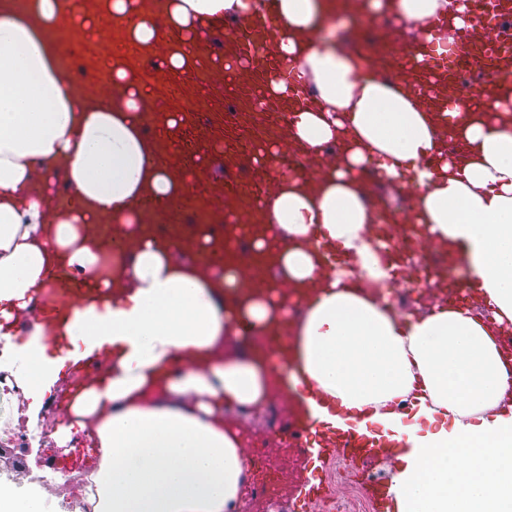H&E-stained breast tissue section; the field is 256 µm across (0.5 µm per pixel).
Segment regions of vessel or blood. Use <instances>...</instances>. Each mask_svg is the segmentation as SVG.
<instances>
[{"instance_id":"vessel-or-blood-1","label":"vessel or blood","mask_w":512,"mask_h":512,"mask_svg":"<svg viewBox=\"0 0 512 512\" xmlns=\"http://www.w3.org/2000/svg\"><path fill=\"white\" fill-rule=\"evenodd\" d=\"M71 11L96 19L90 35L74 23L62 25L69 42L84 53V77L76 87L79 98L98 104L116 94L113 63L134 72L147 87L143 133L158 165L173 181L190 183L188 193L168 199L144 193L138 208L145 229L164 227V242L182 258L250 266L254 288H287L274 253L256 248L268 232L263 201L288 176L317 186L335 160L304 150L290 135L292 103L309 97L304 81H297L288 97L267 104L260 100L268 81L287 67L273 47L280 25L277 15L264 12L231 38L224 34L225 19L210 20L190 59L175 70L169 55L181 39L179 32L160 27L154 45L146 48L128 38L125 26L108 22L104 0H71ZM510 24L512 0H494L487 17L454 29L447 53L429 48L403 54L383 44L372 49L369 62L379 74L404 67L422 104L435 111V139L446 150L459 140L446 112L451 102L463 97L464 72H474L479 80L480 99L512 97V44L501 39L503 26ZM453 158L446 150L424 164ZM406 219L411 254L426 256L431 241L414 214ZM200 228L211 237L205 249L194 238Z\"/></svg>"}]
</instances>
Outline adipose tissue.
Instances as JSON below:
<instances>
[{"instance_id": "obj_1", "label": "adipose tissue", "mask_w": 512, "mask_h": 512, "mask_svg": "<svg viewBox=\"0 0 512 512\" xmlns=\"http://www.w3.org/2000/svg\"><path fill=\"white\" fill-rule=\"evenodd\" d=\"M107 6L142 44L162 25L184 33L170 57L176 70L210 17L247 23L275 10L279 54L318 90L316 106L295 105L293 137L314 150L348 143L318 192L287 179L264 201L282 234L283 273L303 291L292 320L274 291L241 297L236 269L181 262L143 232V192L166 198L180 187L142 135L136 75L113 70L119 94L95 106L65 80L52 33L69 0H0V340L16 353L31 414L66 362H107L105 376L64 397L51 433L60 448L88 434L94 512H241L250 455L226 411L302 390L320 429L406 440L389 481L394 512H512V377L489 321L444 302L403 317L372 296L396 267L370 231L381 215L359 178L367 167L390 182L413 174L423 187L418 223L459 247L491 321L512 323V110L489 103L495 117L484 121L455 107L465 163L427 172L419 164L438 149L427 112L400 78L383 80L326 37L332 0H167L159 21L138 0ZM349 10L402 19L440 53L448 45L432 19L468 20L459 0H352ZM61 166L79 205L49 223L43 193ZM103 214L135 248L133 265L113 278L102 273L93 231ZM61 263L105 297L39 318L28 304ZM275 322L291 353L226 352L230 337Z\"/></svg>"}]
</instances>
